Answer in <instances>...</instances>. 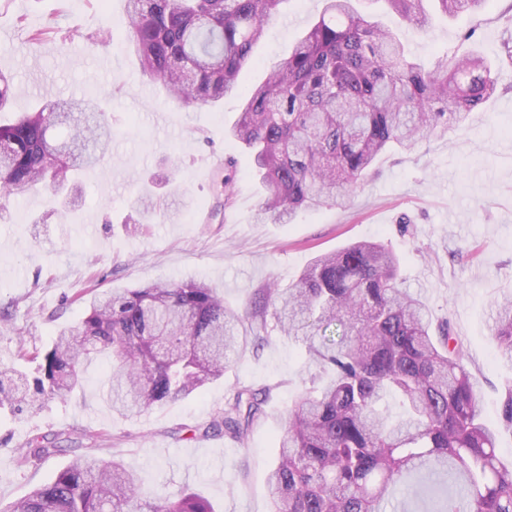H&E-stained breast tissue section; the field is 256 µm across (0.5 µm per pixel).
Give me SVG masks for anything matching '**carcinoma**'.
<instances>
[{"instance_id": "cac0c4a2", "label": "carcinoma", "mask_w": 512, "mask_h": 512, "mask_svg": "<svg viewBox=\"0 0 512 512\" xmlns=\"http://www.w3.org/2000/svg\"><path fill=\"white\" fill-rule=\"evenodd\" d=\"M285 0H127L129 46L141 72L182 105L240 96L231 139L251 153L264 196L262 217L288 224L297 211L343 207L390 148H412L463 126L498 88L480 55L444 57L425 67L396 33L361 13L358 0H323L319 20L268 77L239 95L254 46ZM383 2L426 32L427 0ZM445 16L481 12L486 0H434ZM67 125L64 154L49 152V132ZM11 144L0 161V191L48 192L103 161L112 127L100 102L47 94L33 112L0 124ZM399 258L358 242L315 258L287 288L265 289L280 331L306 347L309 363L333 373L288 410L279 462L269 474L271 512H385L413 472L430 512H512V470L496 454L495 429L480 419L479 396L461 364L449 324L433 327L425 301L402 287ZM265 311L234 310L204 283L159 282L94 298L87 315L60 330L37 375L0 370V407L67 400L85 367L112 358L107 398L127 417L185 399L224 376L229 353L262 342ZM493 336L512 363V300L498 305ZM388 394L404 417L380 411ZM265 397L239 389L199 435L244 437ZM60 448L42 438L26 458ZM123 460L79 455L55 478L0 512H216L206 499L143 500Z\"/></svg>"}]
</instances>
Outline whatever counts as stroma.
<instances>
[{"instance_id":"1","label":"stroma","mask_w":512,"mask_h":512,"mask_svg":"<svg viewBox=\"0 0 512 512\" xmlns=\"http://www.w3.org/2000/svg\"><path fill=\"white\" fill-rule=\"evenodd\" d=\"M322 7V0H285L254 49L243 87L264 80ZM377 18L428 66L477 51L498 78L496 94L464 126L386 151L347 208L270 224L259 214L263 190L251 155L225 134L238 99L165 104L162 87L142 75L125 42V0H0V32L9 35L0 41V71L17 84L0 121L32 111L50 92L97 95L112 125L110 156L84 172L78 205L43 194L0 198V368L33 373L19 351L46 349L104 292L194 280L241 308L261 288L295 282L317 255L380 242L399 257L406 288L427 302L434 321L448 320L482 416L498 426V455L512 467V431L498 425L512 363L491 336L498 300L512 298V58L505 52L512 0H489L478 14L434 15L428 35L394 14ZM50 27L56 35L32 40ZM148 195L167 196L175 219L144 215ZM110 368L107 359L89 364L83 390L68 400L0 409V510L87 448L135 469L141 498L186 490L217 512H270L267 476L279 455L282 416L315 371L301 341L269 327L263 345L234 358L223 380L134 418L118 416L107 402ZM244 386L268 394L245 438L194 437ZM45 435L57 437L60 453L25 461L23 449Z\"/></svg>"}]
</instances>
